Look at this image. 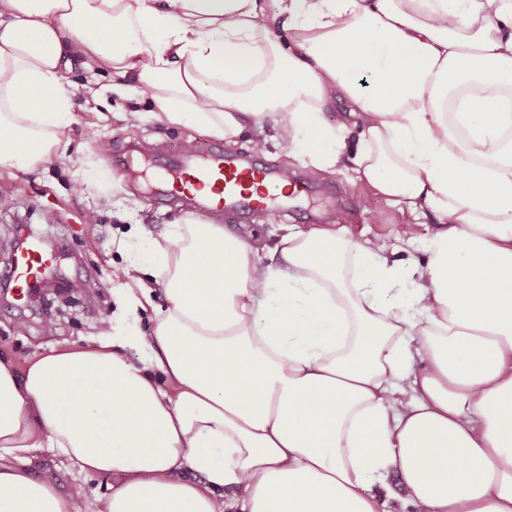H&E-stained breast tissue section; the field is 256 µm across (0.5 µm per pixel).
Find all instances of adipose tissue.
Instances as JSON below:
<instances>
[{
	"mask_svg": "<svg viewBox=\"0 0 512 512\" xmlns=\"http://www.w3.org/2000/svg\"><path fill=\"white\" fill-rule=\"evenodd\" d=\"M76 59L85 108L106 75L149 99L126 125L258 152L273 118L311 175L350 158L437 227L406 265L338 217L276 264L202 215L119 240L135 305L168 300L147 359H0V512H512V0H0V168L67 155ZM60 459L53 455L52 453H44L40 460V465L43 470H52L57 472L59 475L60 482L63 486H67L70 482L75 479L83 480L85 477L81 474L76 467H69L68 470L61 469L60 471L57 469L59 466Z\"/></svg>",
	"mask_w": 512,
	"mask_h": 512,
	"instance_id": "1",
	"label": "adipose tissue"
}]
</instances>
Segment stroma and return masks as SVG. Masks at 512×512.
Here are the masks:
<instances>
[{
    "mask_svg": "<svg viewBox=\"0 0 512 512\" xmlns=\"http://www.w3.org/2000/svg\"><path fill=\"white\" fill-rule=\"evenodd\" d=\"M100 84L105 92L95 141L81 136L87 114L78 104L76 136L66 157L29 172L0 171V197L10 202L0 208V261L11 255L19 224L39 232L55 259L54 268L37 282L34 295L25 297L20 308H13L0 288V355L20 363L52 348L94 351L106 343L121 346L133 363L144 360L137 336L149 331L151 314L134 308L125 290L113 284L112 263L118 258L114 242L136 224L140 227L136 242L146 246L184 216L180 207L158 205L148 190L154 160L190 147L202 148L209 141L204 132L191 133L153 120L123 127L115 114L126 108V100L112 94L110 78H102ZM86 160L104 170L110 189L82 185L80 171ZM314 183L317 194L291 197L285 213L247 222L214 214L210 220L242 239L272 246L285 226L319 228L340 211L348 236L355 240L378 237L392 244L395 225H411L414 244L399 250L396 257L405 263L423 258L434 231L433 216L415 217L374 195L354 183L342 166ZM105 321L111 325L107 337L98 333Z\"/></svg>",
    "mask_w": 512,
    "mask_h": 512,
    "instance_id": "obj_1",
    "label": "stroma"
}]
</instances>
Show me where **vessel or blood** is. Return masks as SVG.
I'll list each match as a JSON object with an SVG mask.
<instances>
[{
	"label": "vessel or blood",
	"instance_id": "b4317fda",
	"mask_svg": "<svg viewBox=\"0 0 512 512\" xmlns=\"http://www.w3.org/2000/svg\"><path fill=\"white\" fill-rule=\"evenodd\" d=\"M281 173L260 159L227 154L217 143L202 154L187 153L180 161L159 171L155 186L162 197L181 194L191 210L200 212L218 203L226 212L246 215L271 209L279 198ZM52 262L42 243L22 235L4 267L0 280L13 288L16 298L41 278Z\"/></svg>",
	"mask_w": 512,
	"mask_h": 512
}]
</instances>
